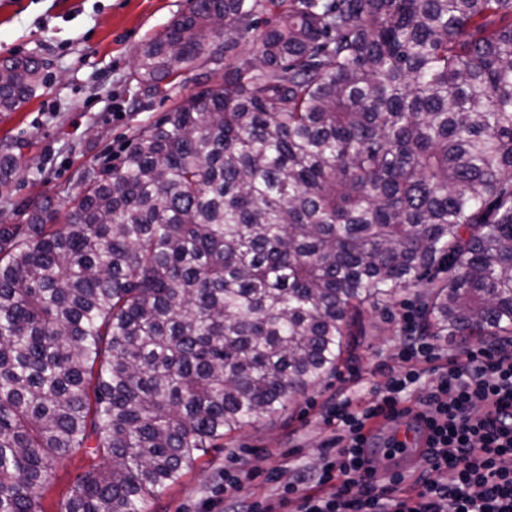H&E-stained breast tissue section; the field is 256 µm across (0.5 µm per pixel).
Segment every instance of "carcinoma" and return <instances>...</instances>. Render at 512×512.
<instances>
[{
  "instance_id": "1",
  "label": "carcinoma",
  "mask_w": 512,
  "mask_h": 512,
  "mask_svg": "<svg viewBox=\"0 0 512 512\" xmlns=\"http://www.w3.org/2000/svg\"><path fill=\"white\" fill-rule=\"evenodd\" d=\"M224 82L0 220V512H147L221 441L336 373L369 310L512 335V0H188L137 101ZM0 62V112L43 86ZM90 461L81 453L62 460L56 468L53 483L42 493V507L45 512H57L61 502L69 495L78 478L87 471Z\"/></svg>"
}]
</instances>
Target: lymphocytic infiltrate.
Segmentation results:
<instances>
[{"label": "lymphocytic infiltrate", "mask_w": 512, "mask_h": 512, "mask_svg": "<svg viewBox=\"0 0 512 512\" xmlns=\"http://www.w3.org/2000/svg\"><path fill=\"white\" fill-rule=\"evenodd\" d=\"M399 322L396 364L373 399L357 405L343 396L328 407L325 417L338 431L325 443L315 475L287 480L282 469L271 470L267 479L276 484L278 501L236 512H278L281 502L295 504V512H512V352L499 348L449 361L436 386L414 403L429 429L424 457L431 471L414 479L413 495L401 493L404 476L372 479L366 427L404 405L422 364L440 357L412 306H404Z\"/></svg>", "instance_id": "obj_1"}]
</instances>
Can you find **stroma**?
Masks as SVG:
<instances>
[{"label": "stroma", "instance_id": "stroma-1", "mask_svg": "<svg viewBox=\"0 0 512 512\" xmlns=\"http://www.w3.org/2000/svg\"><path fill=\"white\" fill-rule=\"evenodd\" d=\"M188 8L187 0H0V61L33 56L46 63L44 84L18 111L0 113V157L17 158L9 184L0 188V219L25 223L27 204L52 198L63 205L81 191V170L119 164L137 129L149 125L197 92L193 72L163 81L165 96L134 107L138 49ZM398 308L365 313V332L338 373L301 395L282 413L255 423L201 457L196 467L150 512H223L224 475L251 473L240 495L263 501L276 494L267 473L276 467L314 473L324 443L334 433L322 414L337 389L365 403L393 364L400 327ZM89 461L62 460L42 493L44 512H57Z\"/></svg>", "mask_w": 512, "mask_h": 512}]
</instances>
